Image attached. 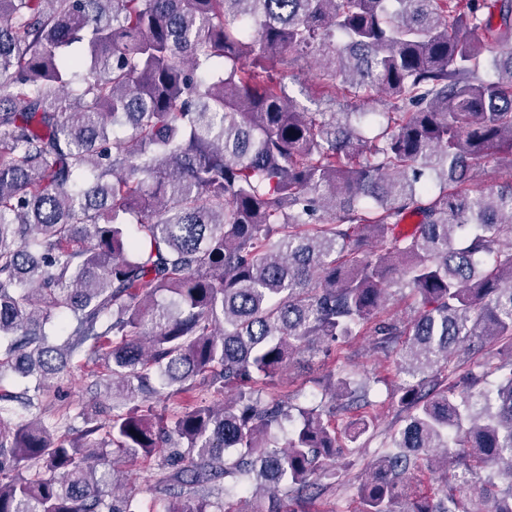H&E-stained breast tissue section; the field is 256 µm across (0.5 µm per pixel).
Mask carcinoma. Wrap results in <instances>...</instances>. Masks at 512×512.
Returning a JSON list of instances; mask_svg holds the SVG:
<instances>
[{"label": "carcinoma", "mask_w": 512, "mask_h": 512, "mask_svg": "<svg viewBox=\"0 0 512 512\" xmlns=\"http://www.w3.org/2000/svg\"><path fill=\"white\" fill-rule=\"evenodd\" d=\"M308 55L346 109L285 101L275 74ZM503 157L512 0H0V370L36 376L38 408L92 358L112 396L80 429L0 417V512H135L104 488L160 448L163 512H224L228 483L234 512L320 496L332 417L378 380L342 371L315 406L267 386L352 336L407 377L358 512H512V178L481 187ZM405 288L420 307L384 316ZM160 388L190 402L157 413ZM450 458L456 487L411 491Z\"/></svg>", "instance_id": "cac0c4a2"}]
</instances>
